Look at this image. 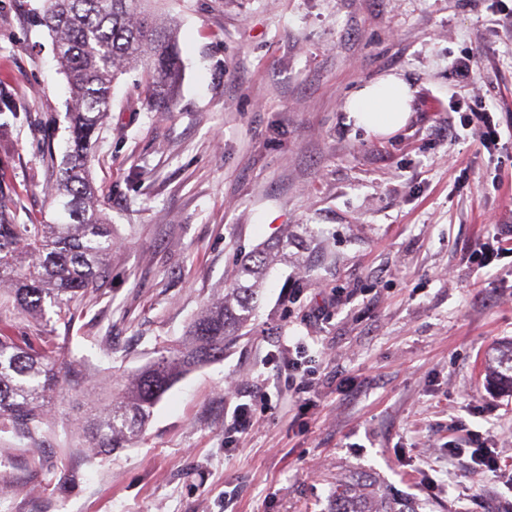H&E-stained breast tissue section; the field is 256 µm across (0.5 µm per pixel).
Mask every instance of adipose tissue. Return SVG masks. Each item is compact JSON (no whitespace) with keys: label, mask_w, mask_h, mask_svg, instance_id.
Returning a JSON list of instances; mask_svg holds the SVG:
<instances>
[{"label":"adipose tissue","mask_w":512,"mask_h":512,"mask_svg":"<svg viewBox=\"0 0 512 512\" xmlns=\"http://www.w3.org/2000/svg\"><path fill=\"white\" fill-rule=\"evenodd\" d=\"M412 99L409 84L396 75H386L353 92L346 110L354 124L376 137H389L404 127Z\"/></svg>","instance_id":"adipose-tissue-1"}]
</instances>
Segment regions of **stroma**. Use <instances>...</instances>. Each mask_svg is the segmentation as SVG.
<instances>
[{"mask_svg":"<svg viewBox=\"0 0 512 512\" xmlns=\"http://www.w3.org/2000/svg\"><path fill=\"white\" fill-rule=\"evenodd\" d=\"M43 5L0 0V90L24 108L0 128V189L21 224L52 220L68 137ZM158 9L178 20L183 80L154 112L138 72L117 79L90 165L115 243L92 302L71 324L51 306L0 313L11 335L53 336L60 377L36 440L0 431V512H327L350 474L422 512H512L504 478L448 459L475 431L512 471V393L487 382L512 340V255L469 260L512 220V0ZM463 56L483 75L468 92ZM390 73L412 90L410 118L378 138L345 106ZM480 101L497 144L440 136ZM263 246L275 259L249 333L170 389L132 447L82 445V393L159 357ZM285 336L313 357L305 391L271 360ZM245 401L254 425L230 432Z\"/></svg>","mask_w":512,"mask_h":512,"instance_id":"stroma-1","label":"stroma"}]
</instances>
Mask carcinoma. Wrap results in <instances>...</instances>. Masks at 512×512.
Returning <instances> with one entry per match:
<instances>
[{
	"instance_id": "cac0c4a2",
	"label": "carcinoma",
	"mask_w": 512,
	"mask_h": 512,
	"mask_svg": "<svg viewBox=\"0 0 512 512\" xmlns=\"http://www.w3.org/2000/svg\"><path fill=\"white\" fill-rule=\"evenodd\" d=\"M154 0H45L41 23L52 34L55 57L70 91L69 145L49 186L56 219L18 224L0 195V298L37 319L45 303L74 317L90 303L89 290L112 259V225L95 205L90 159L95 134L112 108L113 82L140 72L139 87L158 112H170L182 71L178 24L151 10ZM270 253L251 257L221 296L209 302L184 336L127 376L109 402L94 408L82 432L103 454L134 443L151 410L190 368L224 356V342L246 326L262 287ZM10 288L3 289L4 281ZM493 381L512 390V342L496 357ZM58 383L50 356L0 336V425L31 439L41 428L48 393ZM370 475L336 483L329 512H421Z\"/></svg>"
}]
</instances>
